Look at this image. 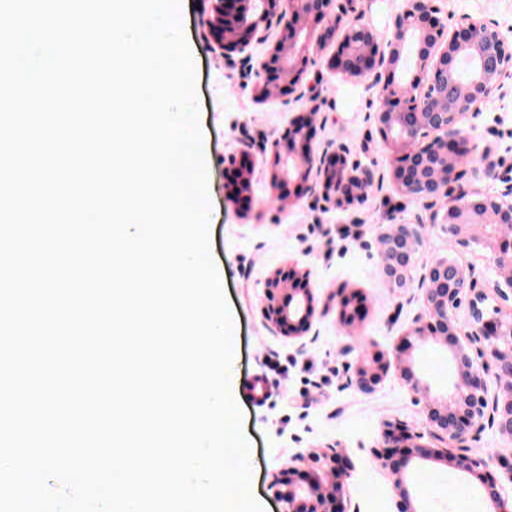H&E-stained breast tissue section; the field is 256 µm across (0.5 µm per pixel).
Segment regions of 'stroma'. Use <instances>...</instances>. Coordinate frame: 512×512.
<instances>
[{
    "mask_svg": "<svg viewBox=\"0 0 512 512\" xmlns=\"http://www.w3.org/2000/svg\"><path fill=\"white\" fill-rule=\"evenodd\" d=\"M215 0H180L179 18L189 42L201 108L203 146L209 172L212 254L234 312L231 386L251 442L252 490L265 512H282L272 482L298 452L337 446L350 468L346 490L361 512H392L396 481L407 485L414 512H485L479 480L442 460H407L397 455L391 467L376 465L371 455L385 422H399L411 432L424 428V405L444 406L456 374L452 347L441 336L414 337L411 331L424 308L420 276L445 258L469 267L484 303L499 301L491 288L498 276L489 248L464 246L441 227L428 225L422 246L396 287L382 263L380 227L427 221L430 212L402 195L392 178V147L382 143L371 114L379 106L365 80L331 67L340 35L326 40L317 63L302 83L306 97L282 103L277 96L258 99L255 63L267 45L252 48L253 63L219 47L221 31L209 26ZM449 21L464 14L495 22L512 41V0H440ZM353 7L379 41L391 40L403 0H355ZM305 116L314 129L313 144L324 148L344 142L363 164L384 177L382 187L364 191L361 206L350 211L324 208L307 196L288 197L272 187L265 148L295 117ZM464 127L485 148L490 161L512 166V79L468 116ZM248 149L251 174L248 209L224 192V158ZM297 257L310 270L317 309L318 335L306 343L270 327L263 315L262 284L268 274ZM355 295L362 311L342 315L340 297ZM281 362L284 373L271 369ZM378 373L375 392L362 393L352 377L357 367ZM419 380L413 393L406 375Z\"/></svg>",
    "mask_w": 512,
    "mask_h": 512,
    "instance_id": "1",
    "label": "stroma"
}]
</instances>
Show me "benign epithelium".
<instances>
[{
	"label": "benign epithelium",
	"instance_id": "1",
	"mask_svg": "<svg viewBox=\"0 0 512 512\" xmlns=\"http://www.w3.org/2000/svg\"><path fill=\"white\" fill-rule=\"evenodd\" d=\"M224 33L231 35L232 48L243 61L252 58V46L262 44L276 28L280 40L270 52L277 59L278 72H286L288 95L302 100L301 77L308 63L315 62L320 42L304 45L300 61L284 58L285 46H295L300 38V21L313 20L315 26L329 32L336 30L339 15L348 10L343 0H220ZM439 0H405V8L395 20V38L408 32L419 35V49L414 70L406 82L396 79L395 64L399 51L384 46L364 24L363 14L349 15L341 55L332 64L343 74L367 79L377 88L378 131L385 145H397L391 164L398 190L421 201L432 211V219H441L450 236H464V243H482L491 251V261L502 281L493 286L500 301L512 302V170L500 171L477 150L463 119L480 109L505 78L512 76V46L492 22L475 21L462 16L448 27ZM475 61L463 81L451 80L452 70L462 59ZM349 148L340 143L319 150L312 146L303 127L293 122L269 146L272 180L281 182L280 172L288 165L298 166L297 174L308 179L307 192L321 195L327 206L351 209L362 197L353 187L381 185L376 171L349 159ZM482 172L494 192L470 191L462 185L467 169ZM440 207L444 213L435 211ZM425 225L394 224L381 232L384 260L394 255L410 264L416 246L422 242ZM277 273L264 281V312L275 327L286 321L299 334L307 336L316 321L312 289L288 291V307L276 312L274 285ZM425 310L415 320V335L437 333L455 339L454 359L457 377L452 403L444 408L425 409V434L443 446L417 444L408 456L421 460L444 458L453 468L475 475L487 491L486 512H512V498L502 496L490 470L497 464L512 483V462L488 454L473 457L464 442L485 428H495L512 439V312L504 315L499 308L485 315L481 304L486 300L473 272L457 263L440 259L430 265L420 279ZM467 305L472 330L456 338L458 311ZM496 381V391L489 392V378ZM359 390L369 394L376 389L379 376L363 368L355 373ZM382 445L373 449L374 462L391 465L396 441L394 428L386 426ZM345 456L340 449L326 447L307 454L298 453L288 460V471L315 465L303 484L292 483L277 491L287 505L284 512H360L340 483L332 478L343 470Z\"/></svg>",
	"mask_w": 512,
	"mask_h": 512
}]
</instances>
